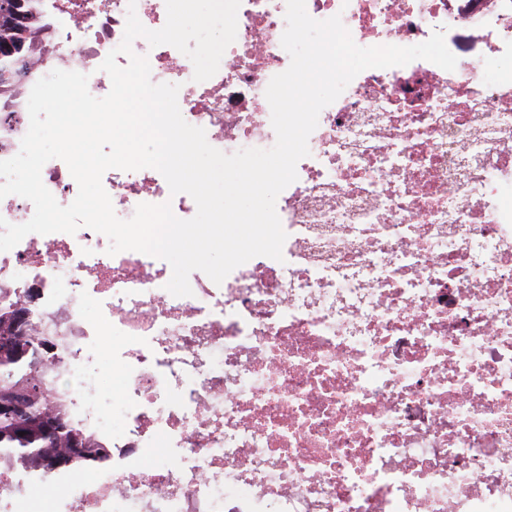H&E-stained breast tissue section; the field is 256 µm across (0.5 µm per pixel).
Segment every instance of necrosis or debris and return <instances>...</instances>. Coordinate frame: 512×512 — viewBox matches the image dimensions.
Masks as SVG:
<instances>
[{"mask_svg": "<svg viewBox=\"0 0 512 512\" xmlns=\"http://www.w3.org/2000/svg\"><path fill=\"white\" fill-rule=\"evenodd\" d=\"M305 4L341 15L362 47L444 30L457 66L369 68L321 111L276 201L282 260L255 257L219 284L192 272L176 297L167 261L109 255L87 227L0 252V288L60 322L71 416L108 454L50 487L0 457V512H512V74L497 68L512 58V0ZM39 5L61 25L33 79L74 69L97 98L128 10L150 30L167 18L165 0ZM286 9L241 0L203 82L172 46L132 50L153 83L178 85L211 146L268 149ZM102 184L124 220L141 203L196 213L152 168Z\"/></svg>", "mask_w": 512, "mask_h": 512, "instance_id": "4bbe7bcc", "label": "necrosis or debris"}]
</instances>
